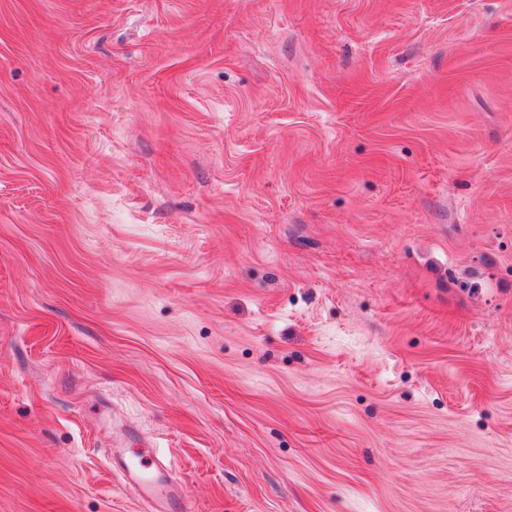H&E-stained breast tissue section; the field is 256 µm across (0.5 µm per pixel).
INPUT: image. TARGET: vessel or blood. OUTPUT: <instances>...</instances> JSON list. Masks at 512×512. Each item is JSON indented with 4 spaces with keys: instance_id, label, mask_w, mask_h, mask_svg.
Listing matches in <instances>:
<instances>
[{
    "instance_id": "1",
    "label": "vessel or blood",
    "mask_w": 512,
    "mask_h": 512,
    "mask_svg": "<svg viewBox=\"0 0 512 512\" xmlns=\"http://www.w3.org/2000/svg\"><path fill=\"white\" fill-rule=\"evenodd\" d=\"M113 462L126 488L148 506V512H170L178 493L166 477L167 464L136 448L114 454Z\"/></svg>"
}]
</instances>
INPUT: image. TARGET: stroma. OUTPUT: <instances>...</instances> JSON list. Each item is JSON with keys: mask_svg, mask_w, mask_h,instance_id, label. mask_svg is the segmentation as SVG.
Segmentation results:
<instances>
[{"mask_svg": "<svg viewBox=\"0 0 512 512\" xmlns=\"http://www.w3.org/2000/svg\"><path fill=\"white\" fill-rule=\"evenodd\" d=\"M512 512V0H0V512ZM120 452L112 455L113 467L117 466L124 486L149 505L148 512H169L178 493L166 477L167 463L136 448Z\"/></svg>", "mask_w": 512, "mask_h": 512, "instance_id": "35a3bbf8", "label": "stroma"}]
</instances>
